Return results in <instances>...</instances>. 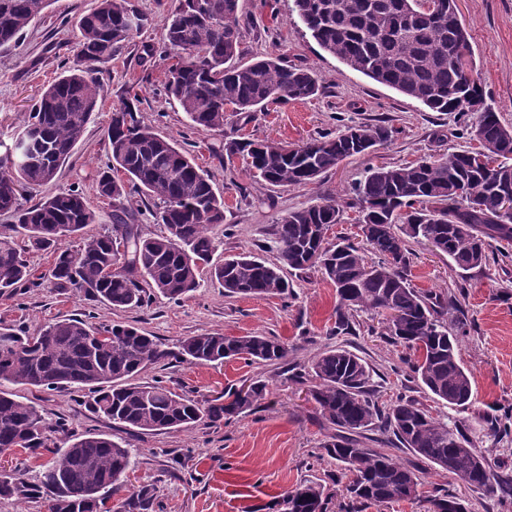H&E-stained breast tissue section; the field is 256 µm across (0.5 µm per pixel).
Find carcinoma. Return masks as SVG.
Returning a JSON list of instances; mask_svg holds the SVG:
<instances>
[{"instance_id":"cac0c4a2","label":"carcinoma","mask_w":512,"mask_h":512,"mask_svg":"<svg viewBox=\"0 0 512 512\" xmlns=\"http://www.w3.org/2000/svg\"><path fill=\"white\" fill-rule=\"evenodd\" d=\"M51 0H0V47L18 42ZM435 0H293V12L316 43L351 69L421 103L434 112H477L473 131L478 150L452 152L422 164L377 166L353 187L364 214V238L380 256L365 262L351 244H330L323 231L340 221L333 200L284 214L276 224L277 258L268 262L251 254L211 266L215 250L209 230L224 223V199L208 174L176 143L145 124L134 105L124 101L112 111L106 144L111 164L98 175L99 197L112 201V224L76 249L63 242L97 222L84 195L63 190L23 206L21 191L54 180L81 139L95 111L101 86L92 64L110 60L141 27L142 19L127 0H97L77 26L78 64L65 71L29 113L7 147L0 143V212L15 217V228L30 245L55 254L51 276L63 289L84 300L114 308L143 306L156 295L179 300L199 286L204 271L228 296L288 295L285 269L314 267L318 248L322 274L336 288L334 336L351 335L349 312H399L387 320L389 341L419 353L408 365L434 399L465 407L474 398L472 374L458 358V338L467 322L453 295L422 292L407 279L409 241H434L439 253L463 271L486 264L485 238L512 240V214L501 212V193L512 190V128L484 104L477 78L456 60L466 28L434 16ZM137 19L136 26L128 23ZM164 43L173 51L164 88L181 106L189 125L202 131L224 127L231 107L248 112L268 103L305 100L321 89L317 74L292 65L279 54L252 62L236 61L240 38V0H179L163 24ZM384 125L351 126L324 133L302 145L240 138L225 152L244 153L252 176L272 186L316 183L344 159L367 154L388 141ZM156 196L153 212L166 234L144 238L125 205L131 194ZM31 275L14 237L0 233V295L17 291ZM181 356L195 364L226 359L275 363L288 347L275 336H226L203 333L179 342ZM169 357L152 336L131 325L95 327L80 318L45 325L38 334L0 326V453L46 448V427L37 408L15 399L5 386L83 392L87 407L129 430L189 429L204 419L217 423L251 410L268 384L233 389L224 398L199 401L180 395L157 380L135 381L148 366ZM315 384L311 398L338 435L325 445L350 474L345 485L351 504L415 500L423 480L391 456L360 447L353 435L380 418L399 443L468 485L512 497V479L491 469L463 424L433 416L419 403L399 400L383 413L374 401L367 363L345 349L322 352L310 365ZM135 465L131 449L106 434L87 431L65 448L52 451L31 484L21 470L0 471V498L47 502L48 512H113L107 506L115 483ZM434 512H466L451 494L431 498ZM284 512H324L323 488L304 484L282 499ZM149 485L127 490L118 512H154Z\"/></svg>"}]
</instances>
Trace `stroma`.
Masks as SVG:
<instances>
[{
	"instance_id": "obj_1",
	"label": "stroma",
	"mask_w": 512,
	"mask_h": 512,
	"mask_svg": "<svg viewBox=\"0 0 512 512\" xmlns=\"http://www.w3.org/2000/svg\"><path fill=\"white\" fill-rule=\"evenodd\" d=\"M95 4L96 0H54L18 45L0 50V141L11 142L43 90L73 65L75 22ZM177 4L178 0H128L142 16L143 26L119 54L96 63L104 94L82 139L52 182L20 198L29 206L61 190L81 192L98 221L87 225L80 236L67 239L69 247L79 246L112 221V207L98 197L95 176L108 164L104 132L112 111L133 94L144 122L191 153L224 198V222L212 231L217 264L244 252L275 260L273 230L279 218L325 199L336 201L342 211L330 241L347 238L360 247L366 261L376 262L355 228L353 183L371 166L433 160L473 144L471 126L477 113L431 111L344 66L325 53L298 21L292 0H241L238 59L251 62L271 53L283 55L288 63L315 71L321 91L304 101L227 112L220 131L192 128L178 102L164 92L170 61L164 54L162 24ZM456 5L471 36L486 102L503 124L512 126V0H456ZM379 121L392 130L387 143L373 153L341 162L311 185L273 187L253 180L242 156L214 155L241 136L298 145L325 132ZM18 243L26 248L32 277L13 296H0V324L33 335L46 323L67 318H82L96 326L121 323L155 336L172 351L180 339L208 332L260 333L287 343L288 358L280 365L241 359L209 365L167 360L141 372L139 382L160 379L198 400L216 398L256 380L268 382L265 397L247 413L227 423L205 420L190 430L132 431L93 414L73 391L15 388L17 400L35 405L50 426L48 447H65L69 434L94 430L134 449L137 463L121 478V487L152 486L160 512H280L284 495L310 481L323 485L328 512H343L348 500L339 482L341 465L324 448L336 429L316 412L309 382L303 377L312 360L336 347L349 349L372 368L380 409H388L401 395L431 413L461 420L466 436L475 441L489 466L512 475V434L495 432L485 421L487 413L512 408V244L491 239L488 264L470 271L457 268L446 255L427 246H411L407 267L411 285L423 292L455 294L468 324L458 352L474 377V399L467 407L451 408L434 402L420 382L408 378L405 360L412 352L382 336L383 315L354 311L355 335H329L336 320V290L316 271H289L291 288L284 298L228 297L216 280L205 275L199 288L183 299L158 296L141 308L116 309L58 288L50 275L52 254L29 248L23 237ZM60 422L65 425L61 432L55 429ZM367 435L365 447L382 450L422 472L424 497L368 504L361 512H430V496L447 492L458 496L468 512H512V503L467 485L409 449L387 444L378 428H370Z\"/></svg>"
}]
</instances>
